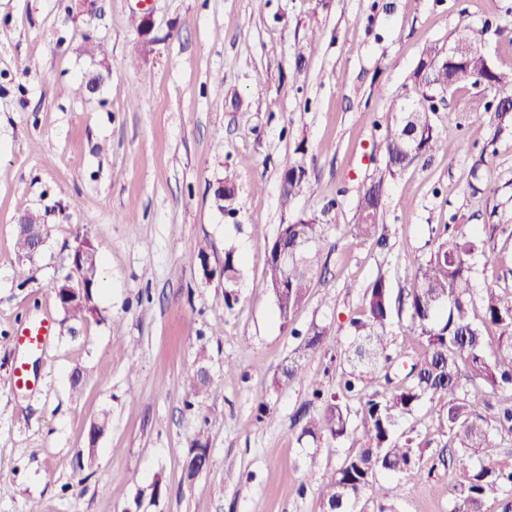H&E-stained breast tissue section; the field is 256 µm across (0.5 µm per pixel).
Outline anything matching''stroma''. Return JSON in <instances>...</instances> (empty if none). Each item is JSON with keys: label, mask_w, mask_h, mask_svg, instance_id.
Returning <instances> with one entry per match:
<instances>
[{"label": "stroma", "mask_w": 512, "mask_h": 512, "mask_svg": "<svg viewBox=\"0 0 512 512\" xmlns=\"http://www.w3.org/2000/svg\"><path fill=\"white\" fill-rule=\"evenodd\" d=\"M500 28H512V0H0V512H322L321 484L359 444L300 439L310 389L281 377L294 330L326 328L302 365L335 387L367 285L382 274L406 294L448 224L477 230L497 256L471 257L477 293L512 288V116L465 112L486 86L438 102L441 149L386 181V246L352 229L385 167L386 129L417 97L422 52H447L464 32L508 70ZM97 73V91L84 89ZM296 162L312 189L285 212L280 178ZM227 176L231 215L213 196ZM322 211L310 292L281 327L265 253L279 225ZM28 212L47 229L30 259L14 246ZM82 237L101 266L97 313L77 321L52 287ZM228 244L245 259L231 309L219 276ZM200 247L203 264L189 258ZM45 315L50 344L25 354L19 325ZM20 359L32 384L14 390ZM202 362L214 389L185 406V375ZM442 406L424 402L400 422L423 475L385 479L394 512H450L462 477L433 465ZM200 432L210 465L190 481Z\"/></svg>", "instance_id": "obj_1"}]
</instances>
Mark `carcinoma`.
Returning <instances> with one entry per match:
<instances>
[{"label":"carcinoma","mask_w":512,"mask_h":512,"mask_svg":"<svg viewBox=\"0 0 512 512\" xmlns=\"http://www.w3.org/2000/svg\"><path fill=\"white\" fill-rule=\"evenodd\" d=\"M486 77L483 54L475 55L466 67L435 74V94L439 97L468 85L473 87ZM490 87L499 95L512 98V71L495 69ZM473 120L490 115L483 96L476 94L468 103ZM414 123L427 130L419 144L420 155L441 148L432 113H414ZM386 167L377 181V195L366 197L372 218L367 224H355L359 238L387 241L388 226L379 222L385 180L396 179L409 166L403 152L397 125L385 135ZM311 181L304 164L288 167V184L282 186L280 202L288 212L293 200L310 189ZM326 224L315 212H304L296 221L279 225L264 259L265 286L274 299L281 326L285 327L305 300ZM479 249L477 236L456 225H446L429 255L417 266L413 287L402 304L409 314L410 327L421 338L420 349L410 358L405 374L392 379L381 375L379 365L392 360L390 328L392 297L382 274L367 286L362 318L353 322L355 341L346 356L336 391L311 383L314 399L321 403L317 414L307 411L298 416L302 437L317 439L327 433L336 439L353 432L360 444L358 451L346 456L321 487L326 512H351L369 491H385L379 482L383 474L398 480L421 476L420 455L414 438L397 435L399 420L412 413L423 401L438 398L443 412L438 417L442 434L452 447L441 450L437 462L458 470L464 478L452 512H482L485 498L512 492V465L489 466L482 454L504 444L512 447V289H489L482 297L481 315L474 313V288L469 259ZM288 253V265L281 263ZM242 260L232 246L224 247V306L238 303V285ZM72 277L84 282L86 297L74 299L64 312L74 319H86L96 310L93 289L97 284V266L78 268ZM497 336L489 340L487 330ZM302 337L294 358L283 368L288 380L305 379L299 359L316 351L326 336L317 325ZM204 365L186 375L187 405L209 388L203 377ZM361 403L356 425L350 422L346 399Z\"/></svg>","instance_id":"obj_1"}]
</instances>
